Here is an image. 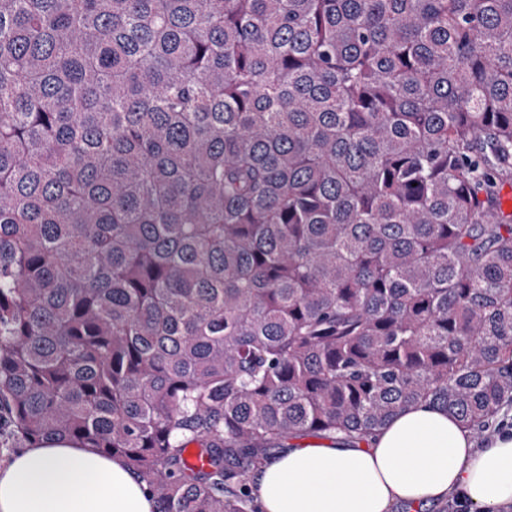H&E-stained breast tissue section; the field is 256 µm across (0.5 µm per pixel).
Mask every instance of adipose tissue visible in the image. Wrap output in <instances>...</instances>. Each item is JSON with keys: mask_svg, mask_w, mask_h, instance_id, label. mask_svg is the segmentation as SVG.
<instances>
[{"mask_svg": "<svg viewBox=\"0 0 512 512\" xmlns=\"http://www.w3.org/2000/svg\"><path fill=\"white\" fill-rule=\"evenodd\" d=\"M262 512H391L458 494L483 512L512 504V433L475 450L448 411H401L366 443L295 440L253 474ZM124 461L68 441L0 469V512H156Z\"/></svg>", "mask_w": 512, "mask_h": 512, "instance_id": "1", "label": "adipose tissue"}]
</instances>
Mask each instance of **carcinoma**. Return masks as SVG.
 I'll return each mask as SVG.
<instances>
[{
    "label": "carcinoma",
    "mask_w": 512,
    "mask_h": 512,
    "mask_svg": "<svg viewBox=\"0 0 512 512\" xmlns=\"http://www.w3.org/2000/svg\"><path fill=\"white\" fill-rule=\"evenodd\" d=\"M509 181L512 0H0V447L260 512L288 440L485 429Z\"/></svg>",
    "instance_id": "obj_1"
}]
</instances>
